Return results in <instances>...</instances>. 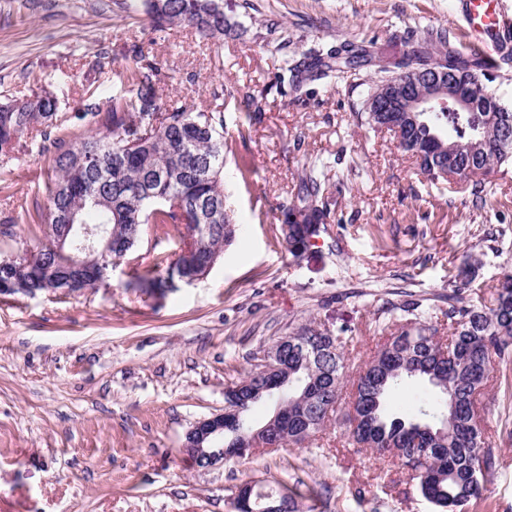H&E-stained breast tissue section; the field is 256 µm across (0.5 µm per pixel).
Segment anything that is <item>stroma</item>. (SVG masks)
Wrapping results in <instances>:
<instances>
[{
  "instance_id": "35a3bbf8",
  "label": "stroma",
  "mask_w": 512,
  "mask_h": 512,
  "mask_svg": "<svg viewBox=\"0 0 512 512\" xmlns=\"http://www.w3.org/2000/svg\"><path fill=\"white\" fill-rule=\"evenodd\" d=\"M230 18L253 17L242 39L213 44L185 28L154 31L134 0H0V102L53 93L58 117L120 89L114 68L142 48L170 70L164 98L224 99V193L236 236L202 279L164 296L129 288L166 276L181 234H148L107 286L0 294V512H233L239 487L256 482L297 495L299 512H432L398 460L375 458L335 421L315 440L248 459L198 467L186 432L222 412L225 391L249 372L250 352L316 322L351 329L375 347L378 307L404 292L441 303L463 255L472 258L477 302L493 306L512 274V173L433 180L389 132L357 114L375 66L296 96L278 77L284 61L348 41H375L401 56L408 33L443 28L470 51L461 0H224ZM107 50L110 66L96 65ZM223 68H216V61ZM264 91L261 111L246 97ZM319 159L343 180L329 224L300 257L279 235V204ZM54 173L37 152L0 159V258L44 243L27 221ZM476 411L494 471L464 512H512V359L495 360ZM359 486L362 499L349 490Z\"/></svg>"
}]
</instances>
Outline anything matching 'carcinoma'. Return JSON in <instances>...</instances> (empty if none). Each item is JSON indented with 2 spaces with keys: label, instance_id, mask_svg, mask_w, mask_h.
<instances>
[{
  "label": "carcinoma",
  "instance_id": "carcinoma-1",
  "mask_svg": "<svg viewBox=\"0 0 512 512\" xmlns=\"http://www.w3.org/2000/svg\"><path fill=\"white\" fill-rule=\"evenodd\" d=\"M150 26L163 32L173 26L199 37L222 41L247 32L245 22L224 16V0H140ZM403 58L391 61L394 73L410 78L411 69L432 60L460 78L476 81L479 103L474 112L442 109L408 124L400 146L420 154V169L432 179L430 154L441 138L454 147L448 172L472 181V194L484 191L475 177L494 167L512 165V109L502 106L492 78L479 54L450 46L442 30L413 33L406 38ZM377 62V76L387 73L374 44L345 43L326 52L312 49L301 64L284 63L292 92L302 95L305 83L340 78L341 74ZM124 88L106 108L86 105L68 120L57 119V99L43 92L22 102L0 105V154L29 149L25 135L39 132L38 152L53 168L47 187L48 205L38 200L28 211L31 224L48 227V243L0 266V294L35 293L57 288L56 281L83 271L84 240L72 238L61 255L57 238L75 220L92 230L105 226L121 248L112 259L134 250L148 231L183 229L184 249L167 276L138 278V287L152 292L172 287L176 275L203 274L196 260L218 261L235 225L224 205V95L212 92V103L194 108L165 101L160 84L169 78L164 64L137 51L121 72ZM326 166L315 160L303 171L298 202L280 206V237L295 256L328 223L331 206ZM471 280L462 279L448 292V308L436 313L414 299L389 301L376 322L383 344L349 374L345 353L358 343L352 332L307 323L285 337L287 348L279 370H263L255 353L252 370L224 393L228 416L224 429L226 459H244L257 452L242 439L264 427L250 418L252 408L270 402L281 409L279 447L300 445L327 427L343 391L352 384L354 417L348 418L354 440L377 457L399 451L398 459L413 473L416 489L433 512H458L480 498L491 459L481 450L482 432L474 420L473 395L489 379L493 357H512V275L498 285L494 307L472 300ZM428 382L434 405L393 415L385 400L406 379Z\"/></svg>",
  "mask_w": 512,
  "mask_h": 512
}]
</instances>
